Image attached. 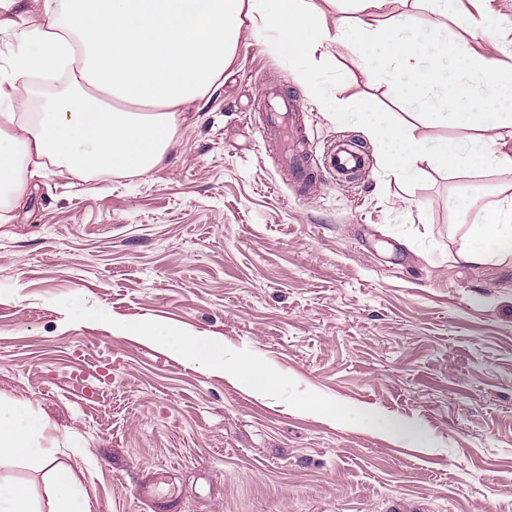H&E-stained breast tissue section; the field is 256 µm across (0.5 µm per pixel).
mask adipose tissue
I'll list each match as a JSON object with an SVG mask.
<instances>
[{"label": "adipose tissue", "instance_id": "1", "mask_svg": "<svg viewBox=\"0 0 512 512\" xmlns=\"http://www.w3.org/2000/svg\"><path fill=\"white\" fill-rule=\"evenodd\" d=\"M389 2L347 0V17L331 21L313 0H0V33L27 46L0 72V223L9 222L30 179L50 165L81 177L151 173L179 136L183 108L215 92L246 31L261 36L269 52L300 61L296 79L311 96L323 89L304 61L325 65L350 43L368 80H382L396 97L427 108L432 125L472 130L463 149L416 137L412 125L393 122L369 102L337 113V120L363 128L394 179L426 168L512 171V51L497 42L489 55L447 36L452 24L484 29L498 14L496 0H414L434 17L425 53L410 37L414 14L386 17ZM37 14L42 23H34ZM74 63L81 80L111 96V106L67 93L29 111V77L60 74ZM460 256L475 267L512 258V194L471 225ZM178 352L210 371L275 385L257 364L227 366L218 339L184 335ZM330 416L422 439L415 424L376 410L339 407ZM46 427L29 403L0 398V464L20 461L41 471L49 512H92L70 468L43 446Z\"/></svg>", "mask_w": 512, "mask_h": 512}]
</instances>
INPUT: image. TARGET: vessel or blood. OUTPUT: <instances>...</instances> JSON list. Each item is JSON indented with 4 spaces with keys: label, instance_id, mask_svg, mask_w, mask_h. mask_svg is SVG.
<instances>
[{
    "label": "vessel or blood",
    "instance_id": "1",
    "mask_svg": "<svg viewBox=\"0 0 512 512\" xmlns=\"http://www.w3.org/2000/svg\"><path fill=\"white\" fill-rule=\"evenodd\" d=\"M265 95L278 99L279 106L264 113L258 132L262 140L278 148L280 159L288 166L300 188H307L313 178L312 162L307 150L300 147L292 122L301 109V101L297 95L283 92L273 85L267 87ZM322 166L337 180L347 182L353 174L365 170L366 157L357 144L339 138L324 151Z\"/></svg>",
    "mask_w": 512,
    "mask_h": 512
}]
</instances>
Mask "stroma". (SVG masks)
<instances>
[{
    "mask_svg": "<svg viewBox=\"0 0 512 512\" xmlns=\"http://www.w3.org/2000/svg\"><path fill=\"white\" fill-rule=\"evenodd\" d=\"M295 67L244 33L150 174L52 166L30 182L0 224V396L46 419L93 512H512V259L458 255L512 171L395 181L337 113L369 100L420 137L465 146L469 131L418 120L349 48L315 71L321 97ZM268 81L299 96L314 158L349 137L368 177L325 172L300 196L258 133ZM116 320L219 338L227 362L262 361L279 383H235ZM100 363L111 382L73 393L71 372ZM318 403L416 423L430 445Z\"/></svg>",
    "mask_w": 512,
    "mask_h": 512,
    "instance_id": "35a3bbf8",
    "label": "stroma"
}]
</instances>
